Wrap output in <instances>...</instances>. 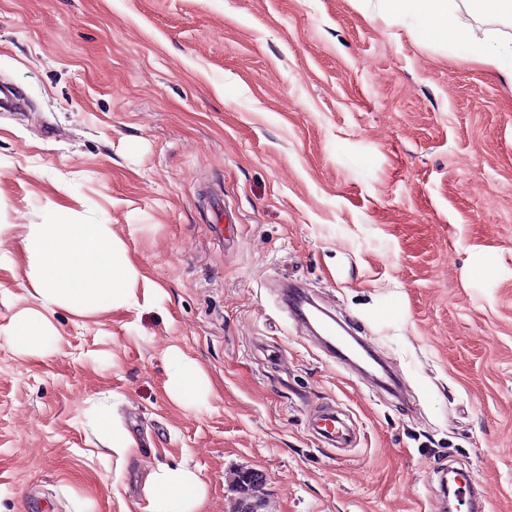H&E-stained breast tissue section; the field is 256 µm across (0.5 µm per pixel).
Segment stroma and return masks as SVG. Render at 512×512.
<instances>
[{
  "instance_id": "stroma-1",
  "label": "stroma",
  "mask_w": 512,
  "mask_h": 512,
  "mask_svg": "<svg viewBox=\"0 0 512 512\" xmlns=\"http://www.w3.org/2000/svg\"><path fill=\"white\" fill-rule=\"evenodd\" d=\"M0 512H149L184 465L266 512H435L452 467L512 512V78L378 0H0ZM106 224L136 304L37 294L30 225ZM482 275H472V267ZM307 284L402 377L383 395L297 329ZM37 312L52 351L4 333ZM177 349L202 407L169 386ZM132 436L117 463L96 430ZM331 411L350 447L314 437ZM307 294V290L302 287L289 288L288 291L283 292V303L288 307L291 315L294 319L299 322H307L308 316L304 311V297Z\"/></svg>"
}]
</instances>
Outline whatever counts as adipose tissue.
I'll list each match as a JSON object with an SVG mask.
<instances>
[{
	"instance_id": "1",
	"label": "adipose tissue",
	"mask_w": 512,
	"mask_h": 512,
	"mask_svg": "<svg viewBox=\"0 0 512 512\" xmlns=\"http://www.w3.org/2000/svg\"><path fill=\"white\" fill-rule=\"evenodd\" d=\"M390 16L410 19L420 40L445 42L467 51L482 65L512 71V39L486 32L472 38L478 21L512 19V0H380ZM26 250L30 258L28 278L35 291L52 302H63L85 314L117 302L132 303L137 272L125 259L105 224H34L29 228ZM19 351L44 353L55 336L37 315L15 320L7 330ZM170 385L179 396L198 395L204 373L200 365L180 351L169 355ZM150 512H199L204 486L198 475L185 467L162 468L149 478Z\"/></svg>"
}]
</instances>
